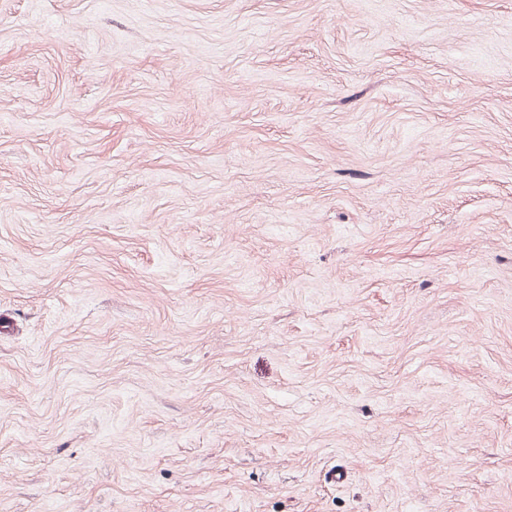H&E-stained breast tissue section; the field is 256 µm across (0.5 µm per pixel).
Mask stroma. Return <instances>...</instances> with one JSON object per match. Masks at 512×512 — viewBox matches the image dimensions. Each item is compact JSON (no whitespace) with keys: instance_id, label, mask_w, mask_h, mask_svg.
<instances>
[{"instance_id":"stroma-1","label":"stroma","mask_w":512,"mask_h":512,"mask_svg":"<svg viewBox=\"0 0 512 512\" xmlns=\"http://www.w3.org/2000/svg\"><path fill=\"white\" fill-rule=\"evenodd\" d=\"M0 512H512V0H0Z\"/></svg>"}]
</instances>
